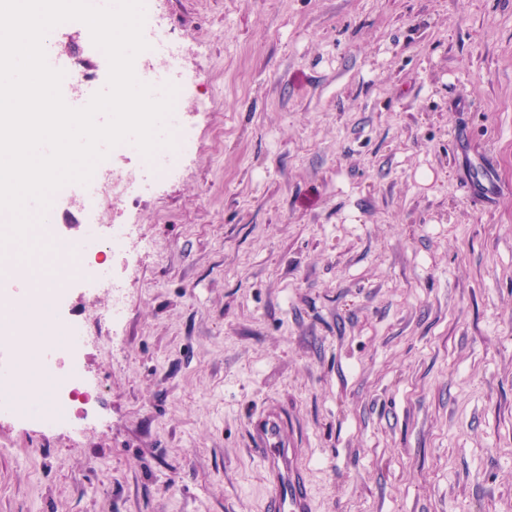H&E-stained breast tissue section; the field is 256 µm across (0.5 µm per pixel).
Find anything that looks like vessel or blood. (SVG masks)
<instances>
[{"label": "vessel or blood", "mask_w": 512, "mask_h": 512, "mask_svg": "<svg viewBox=\"0 0 512 512\" xmlns=\"http://www.w3.org/2000/svg\"><path fill=\"white\" fill-rule=\"evenodd\" d=\"M250 446L268 486L264 512H314V500L298 441L288 417L277 406L253 414L248 423Z\"/></svg>", "instance_id": "1"}]
</instances>
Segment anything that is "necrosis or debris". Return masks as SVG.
<instances>
[{"mask_svg":"<svg viewBox=\"0 0 512 512\" xmlns=\"http://www.w3.org/2000/svg\"><path fill=\"white\" fill-rule=\"evenodd\" d=\"M161 36H154V52L140 53L134 63L136 76L149 85L159 76L187 89L193 82L191 73L180 71L175 56L162 54ZM126 142L112 148L101 161L91 179L87 198L98 203L103 188H111L114 202L124 200L126 190L135 184L138 172L115 167V157L134 151ZM75 260L73 280L101 278V288L108 297L113 316H120L124 306L125 287L121 279H103L100 257L87 250L78 240L67 243V249L56 259L34 255L31 262H18L15 256L0 257V357L5 358L9 373L0 380L4 396L0 411L16 418H33L55 428L70 427L81 411L93 407L99 389L86 381L80 356L91 346H111V339L90 333L84 326L65 320L60 308L68 293L66 280L56 287L42 288L30 277L31 264H39L50 272L53 263Z\"/></svg>","mask_w":512,"mask_h":512,"instance_id":"1","label":"necrosis or debris"}]
</instances>
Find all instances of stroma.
I'll return each instance as SVG.
<instances>
[{
	"mask_svg": "<svg viewBox=\"0 0 512 512\" xmlns=\"http://www.w3.org/2000/svg\"><path fill=\"white\" fill-rule=\"evenodd\" d=\"M198 77L134 195L97 403L0 416V512H263L285 406L315 512H512V0H147ZM94 65L81 28L52 34ZM210 111L196 109L199 95ZM173 118L175 122L167 131L175 136L177 142L176 149H161L155 154L151 161L143 157L144 161L148 162L153 168L155 178L158 181L168 178L175 172L179 165L183 148L192 137V128L180 121L179 117L178 119L176 116Z\"/></svg>",
	"mask_w": 512,
	"mask_h": 512,
	"instance_id": "1",
	"label": "stroma"
}]
</instances>
